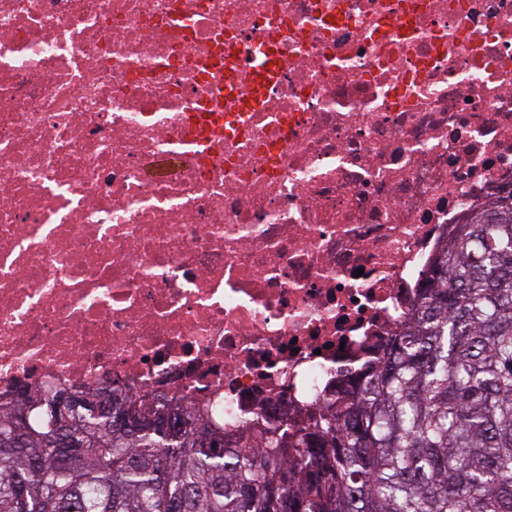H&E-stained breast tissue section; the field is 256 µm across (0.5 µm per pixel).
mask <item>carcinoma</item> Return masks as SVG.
I'll use <instances>...</instances> for the list:
<instances>
[{
	"label": "carcinoma",
	"instance_id": "1",
	"mask_svg": "<svg viewBox=\"0 0 512 512\" xmlns=\"http://www.w3.org/2000/svg\"><path fill=\"white\" fill-rule=\"evenodd\" d=\"M64 394L0 403V512H512V200L458 225L382 358L298 438L227 448L182 403L90 388L61 424Z\"/></svg>",
	"mask_w": 512,
	"mask_h": 512
}]
</instances>
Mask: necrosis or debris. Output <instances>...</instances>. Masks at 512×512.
<instances>
[{"mask_svg": "<svg viewBox=\"0 0 512 512\" xmlns=\"http://www.w3.org/2000/svg\"><path fill=\"white\" fill-rule=\"evenodd\" d=\"M512 196V0H0V400L330 410Z\"/></svg>", "mask_w": 512, "mask_h": 512, "instance_id": "obj_1", "label": "necrosis or debris"}]
</instances>
